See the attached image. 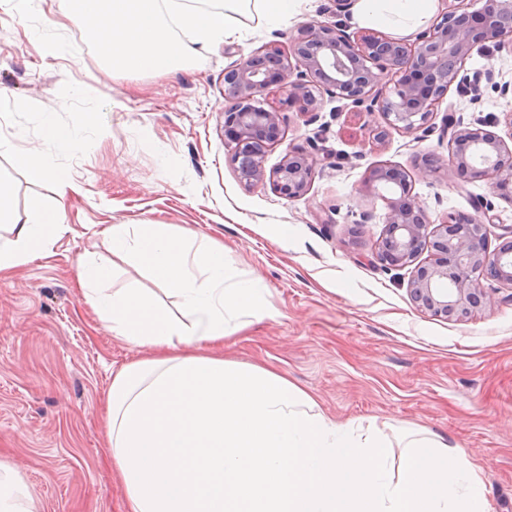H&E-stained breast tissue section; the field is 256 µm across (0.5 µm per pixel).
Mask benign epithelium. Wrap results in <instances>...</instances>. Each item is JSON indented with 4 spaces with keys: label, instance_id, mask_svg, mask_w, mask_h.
<instances>
[{
    "label": "benign epithelium",
    "instance_id": "1",
    "mask_svg": "<svg viewBox=\"0 0 512 512\" xmlns=\"http://www.w3.org/2000/svg\"><path fill=\"white\" fill-rule=\"evenodd\" d=\"M464 2L451 0L448 10L412 41L370 31L354 37L336 22H307L289 39L288 48L265 45L224 71V136L245 184L268 182L288 198L303 196L311 185L314 159L301 149L287 150L270 172L264 166L266 150L286 139L280 111L263 106L262 98L273 87L283 104L303 114L318 111L321 92L350 113L379 112L382 122L368 133L377 143L393 130L431 132L438 105L472 50L503 45L512 37V0H480L481 8L461 12ZM295 71L299 78L293 81ZM389 74L391 84L385 81ZM444 130L450 132L448 174L463 182L485 177L494 195L512 202V144L457 123ZM384 187L391 192L384 197L385 231L376 258L388 267L414 266L408 291L418 308L461 320L483 304L482 278L512 287V241L490 249L492 205L477 203V216L450 215L432 228L411 202L404 170L372 168L364 182L366 193L378 196ZM425 251L432 253L431 261L416 263Z\"/></svg>",
    "mask_w": 512,
    "mask_h": 512
}]
</instances>
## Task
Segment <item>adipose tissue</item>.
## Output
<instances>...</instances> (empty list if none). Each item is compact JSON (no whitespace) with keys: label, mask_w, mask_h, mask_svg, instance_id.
Returning <instances> with one entry per match:
<instances>
[{"label":"adipose tissue","mask_w":512,"mask_h":512,"mask_svg":"<svg viewBox=\"0 0 512 512\" xmlns=\"http://www.w3.org/2000/svg\"><path fill=\"white\" fill-rule=\"evenodd\" d=\"M434 0H355L361 26L408 35ZM0 272L44 250L64 229L61 212L34 223L14 215L0 184ZM111 263L82 261L78 282L113 336L149 348L117 371L104 397V434L126 512H486L480 480L460 449L431 431L356 439L351 425L317 412L304 390L276 371L224 359L240 312L263 314L260 281L236 274L217 242L196 243L165 224H114ZM151 287L106 295L96 287L123 266ZM165 293L178 313L163 308ZM207 343L210 354L197 352Z\"/></svg>","instance_id":"adipose-tissue-1"}]
</instances>
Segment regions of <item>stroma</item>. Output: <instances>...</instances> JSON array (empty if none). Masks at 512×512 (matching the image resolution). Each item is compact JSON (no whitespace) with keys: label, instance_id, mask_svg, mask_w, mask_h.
<instances>
[{"label":"stroma","instance_id":"35a3bbf8","mask_svg":"<svg viewBox=\"0 0 512 512\" xmlns=\"http://www.w3.org/2000/svg\"><path fill=\"white\" fill-rule=\"evenodd\" d=\"M333 0H301L289 20L266 25L249 12L241 36L200 61L165 74L115 72L89 48L64 0H0V182L20 219L33 204L63 206L66 229L18 269L0 275V462L41 512H125L103 439V397L112 375L148 351L116 338L76 279L82 257H107L113 224H168L224 245L230 267L257 276L267 316L224 343L225 359L273 367L341 423L375 425L390 442L403 429L448 435L484 484L488 512H512V288L487 279L486 305L461 321L416 308L411 268L375 257L385 228L383 200L365 195L368 171L405 170L412 200L432 224L491 200L490 243L512 236V204L489 180L459 182L421 158L447 160L439 127L507 135L512 44L473 49L467 75L492 80L451 86L429 136L368 138L375 112H337L323 97L312 118L281 107L286 148L316 158L309 191L288 199L271 185L245 186L224 144V72L257 48L287 45L299 25L334 22ZM56 43L59 53L45 52ZM76 148L47 139L45 118ZM39 154L72 184L59 196L45 174L17 167V151ZM371 221H364V213Z\"/></svg>","mask_w":512,"mask_h":512}]
</instances>
